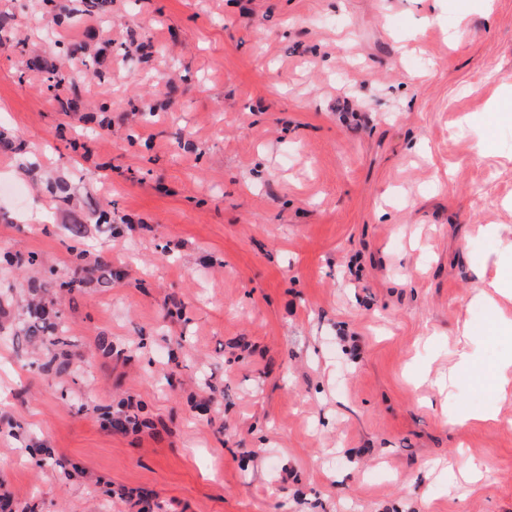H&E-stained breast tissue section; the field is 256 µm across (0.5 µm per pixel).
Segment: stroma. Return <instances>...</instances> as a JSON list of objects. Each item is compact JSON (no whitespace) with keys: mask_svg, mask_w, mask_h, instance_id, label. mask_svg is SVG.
Masks as SVG:
<instances>
[{"mask_svg":"<svg viewBox=\"0 0 512 512\" xmlns=\"http://www.w3.org/2000/svg\"><path fill=\"white\" fill-rule=\"evenodd\" d=\"M56 4L69 60L0 0V251L66 270L108 200L82 247L119 276L63 295V376L0 333L12 512H512V333L476 298L512 257V0ZM123 400L144 426L107 430Z\"/></svg>","mask_w":512,"mask_h":512,"instance_id":"1","label":"stroma"}]
</instances>
